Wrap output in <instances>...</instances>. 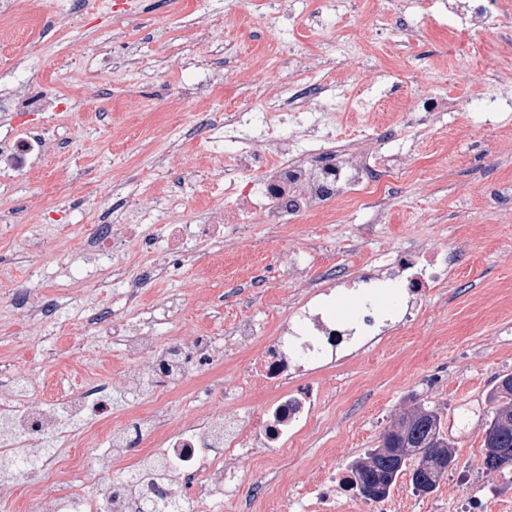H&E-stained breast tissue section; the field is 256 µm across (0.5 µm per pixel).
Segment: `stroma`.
<instances>
[{"mask_svg":"<svg viewBox=\"0 0 512 512\" xmlns=\"http://www.w3.org/2000/svg\"><path fill=\"white\" fill-rule=\"evenodd\" d=\"M480 29L470 26L468 0H422L416 14L392 6L368 22V0L355 11L316 14V0H0V144L19 134L44 147L20 172L0 169V408L26 380L46 399L66 384L102 380L112 387V424L164 408L175 425L206 416L247 417L264 397L235 394L234 375L248 352L230 345L242 318L270 341L287 296L276 259L301 253L310 285L326 272L347 279L373 256L425 240L447 250L448 284L423 300V316L370 346L322 380L324 406L280 463L277 451L235 461L239 512H311L313 484L327 471L350 469L379 447L384 434L417 406L436 408L456 461L427 494L400 475L383 501L338 492L335 512H512V466L486 471L483 433L498 381L512 376V97L489 102L487 73L512 74V54L499 48L512 30V0ZM334 58L330 98L368 96L372 110L341 122L336 137L362 139L380 127L395 96L420 85L459 101L444 126L411 141L385 139L411 166L394 184L397 203L381 224L366 210L266 228H225V239L200 243L182 277L149 284L136 306L118 288H98V264L84 249L97 224L198 223L224 205L223 141L201 138L206 118L283 99L298 75H309L321 49ZM393 70L370 84L368 72ZM31 87L51 108L7 107ZM364 251H357V244ZM264 274L265 287L252 279ZM42 287L33 300L50 306L49 324L29 322L6 297ZM129 319L137 335L191 348L214 339L213 361L160 397L132 392L146 357L122 341L94 335L88 317L101 308ZM0 458V512H60L70 485L99 492L119 482L123 461L105 436L63 448L47 471L16 482Z\"/></svg>","mask_w":512,"mask_h":512,"instance_id":"1","label":"stroma"}]
</instances>
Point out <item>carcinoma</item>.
<instances>
[{
  "label": "carcinoma",
  "instance_id": "obj_1",
  "mask_svg": "<svg viewBox=\"0 0 512 512\" xmlns=\"http://www.w3.org/2000/svg\"><path fill=\"white\" fill-rule=\"evenodd\" d=\"M492 401L496 403V410L490 415L492 420L498 411L505 407L512 408V376L505 377L496 387ZM416 412L419 418L400 425V430L392 434L387 444L389 448L408 449L404 458L373 448L365 458L373 461L374 468L365 469L358 460L352 464L353 479L365 499L382 501L387 498L399 475L407 469V461L414 457L419 462L411 471V482L413 489L419 493L432 491L452 467L455 458L453 445L441 431V415L424 406L416 409Z\"/></svg>",
  "mask_w": 512,
  "mask_h": 512
}]
</instances>
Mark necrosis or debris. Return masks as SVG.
<instances>
[{
    "label": "necrosis or debris",
    "instance_id": "1",
    "mask_svg": "<svg viewBox=\"0 0 512 512\" xmlns=\"http://www.w3.org/2000/svg\"><path fill=\"white\" fill-rule=\"evenodd\" d=\"M288 98L299 112H320L323 120L300 124L280 135L276 128L286 120L280 108L225 113L224 140L234 150L224 160V210L217 222H172L151 230L139 224L97 226L91 248L105 270L114 269L115 248L122 242L135 243L152 257L150 266L134 276L114 280V287L138 298L145 282L179 275L192 243L223 239L229 224H288L351 203L362 201L373 209L394 201L390 179L403 167L404 158L385 155L378 135L337 144L332 123L325 118L330 105L328 87L322 81L291 84ZM459 109L455 100L435 101L430 92L423 91L407 99L401 119L418 131ZM372 172L378 178L370 194H362L363 178ZM447 281L448 259L442 249L418 242L392 255H377L367 272L351 278L346 290L352 296L353 310L348 315H333V291L322 288L290 307L268 344L255 346L251 320L236 322L233 340L250 350L237 374L240 393L247 396L259 387L273 393L267 405L249 418H208L194 426L175 428L168 413L161 411L114 429L110 426L112 391L106 383L93 382L79 393L65 395L58 409L32 406L34 390L28 386L9 408L11 432L0 437V454L9 455L47 437L63 442L73 434L74 423L86 421L93 412L98 423L108 427L111 446L128 456L125 472L150 463L152 455L146 447L158 440L164 447L167 468L185 477L192 499L233 496L239 474L226 466V459L287 449L323 402L318 382L323 368L342 363L383 339L389 328L417 322L424 297ZM387 282L397 285L401 295L400 306L389 318L373 302L375 287ZM89 322L98 335L123 340L129 353L146 355L150 374L162 385L184 383L212 358L213 345L206 336L197 337L193 347L184 352L176 344L159 346L133 335L126 320L106 308L93 313ZM177 498L176 486L160 477L119 482L117 495L107 505L96 493L78 487L68 488L60 496L63 512H144L146 500L170 504Z\"/></svg>",
    "mask_w": 512,
    "mask_h": 512
}]
</instances>
